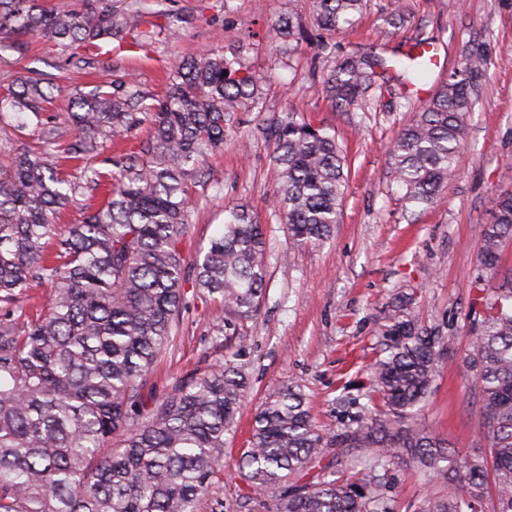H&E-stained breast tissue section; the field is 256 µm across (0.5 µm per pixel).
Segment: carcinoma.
<instances>
[{
	"mask_svg": "<svg viewBox=\"0 0 512 512\" xmlns=\"http://www.w3.org/2000/svg\"><path fill=\"white\" fill-rule=\"evenodd\" d=\"M366 0H312L314 25L327 35L351 29ZM39 38L98 57L117 41L140 49L155 31L138 30L112 0L54 11L40 0H0V35ZM488 56L463 49L461 65L416 103L410 87L431 81L419 55L375 47L343 54L323 89L339 112H366L388 89L414 112L389 148L405 206L432 203L457 175ZM265 76L223 52L179 64L158 98L125 79L69 96L34 75L15 79L0 112L41 120L60 99L74 133L57 149L59 127L42 124L43 148L8 149L0 163V302L13 305L37 286L52 295L34 318L0 319V512H196L224 475V434L236 425L247 387L237 354L181 380L146 408L147 377L177 335L186 284L219 301L224 325L254 318L265 279L263 225L240 205L225 208L222 232L191 263L180 245L188 229L189 185L203 158L224 148L240 113L258 108ZM144 122L138 150L60 172L59 154L80 161L100 142L125 140ZM279 187L273 217L296 247L327 239L339 223L348 163L336 134L288 110L268 127ZM107 199L56 235L55 217L82 190ZM467 367L480 389L483 445L461 455L448 440L411 424L438 376L439 337L418 323L414 294L388 309L384 353L372 371L377 407L358 402L335 455L367 464L344 479L311 470L325 454L303 395L284 387L255 415L237 475L272 498L273 512H386L391 465L410 459L442 487L420 512H512V272L497 278L512 240V192L495 199L481 227ZM123 437L112 447V436Z\"/></svg>",
	"mask_w": 512,
	"mask_h": 512,
	"instance_id": "1",
	"label": "carcinoma"
}]
</instances>
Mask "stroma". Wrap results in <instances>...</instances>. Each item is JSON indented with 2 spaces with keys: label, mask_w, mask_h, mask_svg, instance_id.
<instances>
[{
  "label": "stroma",
  "mask_w": 512,
  "mask_h": 512,
  "mask_svg": "<svg viewBox=\"0 0 512 512\" xmlns=\"http://www.w3.org/2000/svg\"><path fill=\"white\" fill-rule=\"evenodd\" d=\"M125 0L132 22L147 29L158 13L177 16L180 33L157 37L148 52L125 48L97 63L66 64L51 42L0 37V95L21 74L66 73L70 89L89 91L104 78H128L146 94H163L182 61L220 50L264 74L259 110L244 113L238 137L207 155L192 185L186 259L221 233L224 207L249 208L267 238V276L255 318L221 334L215 301L187 292L176 342L154 366L146 388L161 396L189 375L223 360L226 344L239 345L248 385L236 427L224 436L226 475L202 497L197 512H270L232 469L249 446L257 410L283 386L300 389L328 441L347 424L344 399L365 398L370 367L381 356L385 312L395 294H415L414 312L440 338L439 375L415 414V424L447 438L460 453L480 444L479 390L466 364L470 280L481 249V225L494 198L512 190V0H401L404 23H390L389 0H367L358 24L331 38L320 53L311 0ZM291 18L300 37L282 36ZM429 39L441 53V73L461 62L467 42L483 40L488 68L481 98L468 122L456 180L417 213L406 212L392 180L390 144L411 115L385 97L368 112H340L322 92L334 56L378 46L392 56ZM294 109L334 128L347 149L349 180L339 224L323 243L291 246L285 225L272 216L277 170L263 128ZM391 512H417L434 487L402 460L390 474Z\"/></svg>",
  "instance_id": "1"
}]
</instances>
